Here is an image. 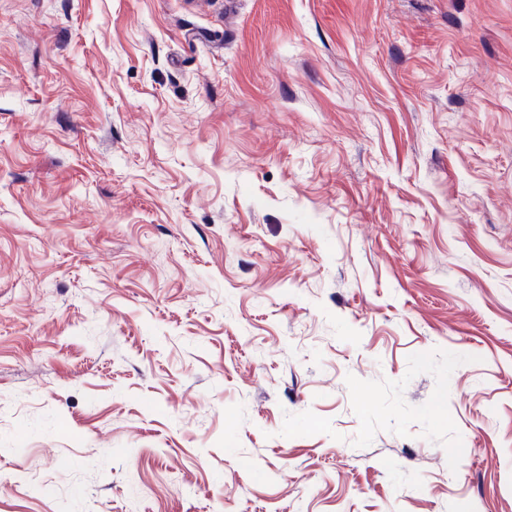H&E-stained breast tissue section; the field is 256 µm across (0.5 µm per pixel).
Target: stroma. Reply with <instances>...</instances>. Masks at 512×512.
<instances>
[{
	"label": "stroma",
	"instance_id": "obj_1",
	"mask_svg": "<svg viewBox=\"0 0 512 512\" xmlns=\"http://www.w3.org/2000/svg\"><path fill=\"white\" fill-rule=\"evenodd\" d=\"M0 512H512V0H0Z\"/></svg>",
	"mask_w": 512,
	"mask_h": 512
}]
</instances>
